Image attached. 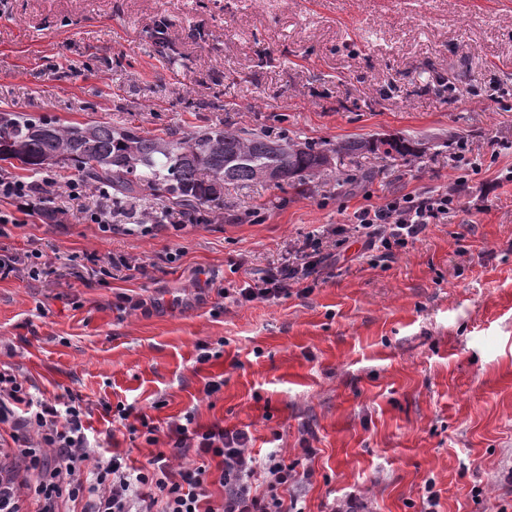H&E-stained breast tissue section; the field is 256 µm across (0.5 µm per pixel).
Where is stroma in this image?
Masks as SVG:
<instances>
[{"label": "stroma", "instance_id": "stroma-1", "mask_svg": "<svg viewBox=\"0 0 512 512\" xmlns=\"http://www.w3.org/2000/svg\"><path fill=\"white\" fill-rule=\"evenodd\" d=\"M0 112L147 137L415 140L410 160L340 156L301 190L226 188L196 223L149 196L117 208L72 192L76 167L54 169L49 201H0V247L44 262L0 281V368L34 395L81 397L92 445L132 468L168 439L130 435L104 404L163 431L187 413L247 431L256 457L281 449L298 474L283 498L302 512L350 496L365 512H512V183L498 180L512 167V0H0ZM462 158L481 170L460 208L395 257L352 248L309 293L225 297L321 225L451 189ZM99 209L114 231L85 223ZM114 255L141 271L101 274ZM124 293L145 308L117 309Z\"/></svg>", "mask_w": 512, "mask_h": 512}]
</instances>
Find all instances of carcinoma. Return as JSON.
<instances>
[{
  "label": "carcinoma",
  "instance_id": "1",
  "mask_svg": "<svg viewBox=\"0 0 512 512\" xmlns=\"http://www.w3.org/2000/svg\"><path fill=\"white\" fill-rule=\"evenodd\" d=\"M379 150L402 160L415 156L408 139H355L329 147L287 137L245 138L219 127L160 138L129 127H63L46 118L0 113V161L33 175L50 165L75 162L83 180L111 191L118 207L144 191L171 206L211 205L223 198L224 187L260 181L278 164L286 167V175L276 185L299 188L306 177L324 170L322 160L331 153L360 157Z\"/></svg>",
  "mask_w": 512,
  "mask_h": 512
}]
</instances>
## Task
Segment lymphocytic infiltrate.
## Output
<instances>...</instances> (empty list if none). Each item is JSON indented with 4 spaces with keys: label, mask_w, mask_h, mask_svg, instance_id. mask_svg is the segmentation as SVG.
I'll return each mask as SVG.
<instances>
[{
    "label": "lymphocytic infiltrate",
    "mask_w": 512,
    "mask_h": 512,
    "mask_svg": "<svg viewBox=\"0 0 512 512\" xmlns=\"http://www.w3.org/2000/svg\"><path fill=\"white\" fill-rule=\"evenodd\" d=\"M465 178L453 190L404 194L382 205L354 211L350 224H326L295 242L278 265L253 284L225 289L238 303L288 296L291 289L318 273L333 255H344L349 240L363 252L391 257L417 241L428 225L441 223L457 206ZM88 409L70 396H34L24 377L0 369V424L8 425L12 444L0 455L13 458L0 466V512H61L64 502L83 501V512H214L209 504L212 460L222 464L221 512H286L282 493L295 479L294 466L280 451L258 458L249 453L250 437L242 430L215 425L201 431L175 424L170 451L149 465L128 468L123 457L97 453L88 438ZM195 450L199 462L172 479L170 456ZM263 476L264 493L253 490Z\"/></svg>",
    "instance_id": "obj_1"
}]
</instances>
